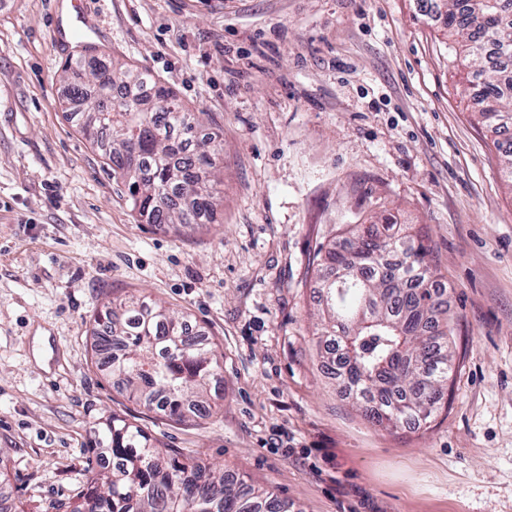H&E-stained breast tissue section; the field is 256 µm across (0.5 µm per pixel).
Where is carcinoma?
<instances>
[{
  "label": "carcinoma",
  "mask_w": 512,
  "mask_h": 512,
  "mask_svg": "<svg viewBox=\"0 0 512 512\" xmlns=\"http://www.w3.org/2000/svg\"><path fill=\"white\" fill-rule=\"evenodd\" d=\"M449 40L479 63L475 114L507 132L512 109V0H438ZM78 126L93 143L108 137L112 174L128 188L146 223L180 232L210 222L218 206L214 157L223 145L197 141L199 118L146 70L68 58L63 65ZM149 85L143 101L114 87ZM349 246L332 242L313 256L320 275L316 331L340 351L341 375L371 423L398 429L425 421L448 388L453 328L423 240L399 232L382 239L372 224H348ZM94 354L111 338L119 353L101 371L128 398L180 421L212 415L216 350L182 318L131 295L93 316ZM85 481L72 503L54 512H294L293 504L244 479L169 451L116 414L93 426Z\"/></svg>",
  "instance_id": "obj_1"
}]
</instances>
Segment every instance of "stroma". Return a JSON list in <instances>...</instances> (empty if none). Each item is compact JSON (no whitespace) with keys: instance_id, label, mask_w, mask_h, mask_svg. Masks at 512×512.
Here are the masks:
<instances>
[{"instance_id":"obj_1","label":"stroma","mask_w":512,"mask_h":512,"mask_svg":"<svg viewBox=\"0 0 512 512\" xmlns=\"http://www.w3.org/2000/svg\"><path fill=\"white\" fill-rule=\"evenodd\" d=\"M428 0H0V493L73 498L91 428L136 421L299 512H512V181ZM217 134L207 228L138 219L65 110L74 33ZM431 247L455 346L430 421L387 430L317 354L312 256L344 224ZM143 294L216 348L213 414L128 399L92 316Z\"/></svg>"}]
</instances>
